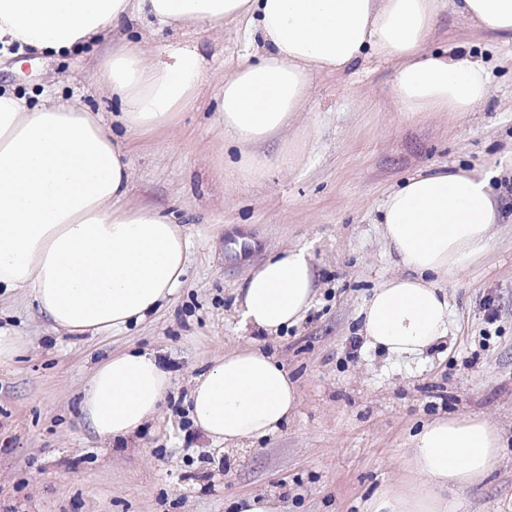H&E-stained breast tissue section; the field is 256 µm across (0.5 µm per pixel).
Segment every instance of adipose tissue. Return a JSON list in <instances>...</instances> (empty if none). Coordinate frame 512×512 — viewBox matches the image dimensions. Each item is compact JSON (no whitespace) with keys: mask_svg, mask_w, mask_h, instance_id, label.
<instances>
[{"mask_svg":"<svg viewBox=\"0 0 512 512\" xmlns=\"http://www.w3.org/2000/svg\"><path fill=\"white\" fill-rule=\"evenodd\" d=\"M438 0H0V47L64 53L99 44L97 85L120 108L110 120L56 101L30 106L0 91V289H28L40 311L70 334L121 330L156 313L181 285L191 240L154 208L126 205V137L169 125L193 104L205 58L192 42L167 43L159 59L140 49L153 29L246 24L255 60L225 76L216 97L232 173L260 177L256 147L302 111L311 78L361 57L398 61L395 93L407 112H471L488 94L484 65L468 53L427 52ZM471 24L512 40V0H455ZM398 274L359 309L366 346L415 359L447 338L446 282L481 259L497 222L489 177L465 169L424 170L379 207ZM315 270L302 248L267 259L237 303L242 327L270 334L296 325L314 297ZM156 353L130 350L95 367L81 402L103 440L122 441L153 418L171 387ZM191 418L212 443L234 448L277 431L294 414L298 386L256 348L226 353L195 379ZM402 482L374 493L368 512H449L486 480L503 454L483 416L437 417L411 439Z\"/></svg>","mask_w":512,"mask_h":512,"instance_id":"adipose-tissue-1","label":"adipose tissue"}]
</instances>
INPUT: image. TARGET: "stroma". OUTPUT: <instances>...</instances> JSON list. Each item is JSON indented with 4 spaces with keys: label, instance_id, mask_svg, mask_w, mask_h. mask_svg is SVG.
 <instances>
[{
    "label": "stroma",
    "instance_id": "35a3bbf8",
    "mask_svg": "<svg viewBox=\"0 0 512 512\" xmlns=\"http://www.w3.org/2000/svg\"><path fill=\"white\" fill-rule=\"evenodd\" d=\"M172 38L203 49V103L132 138L126 202L162 209L191 237L183 284L146 320L93 336L56 329L27 290L0 295V329L23 340L0 362V512H235L256 493L281 512H367L373 492L397 481L426 419L480 415L512 440V43L440 0L426 47L483 61L482 105L401 111L395 61L373 56L317 72L295 122L261 147L272 158L295 147L299 165L239 182L224 173L214 99L252 49L230 21L157 31L147 44ZM100 64L92 44L27 49L0 58V88L34 105L53 97L108 113L111 99L93 88ZM447 166L496 174L493 240L448 284L447 343L390 358L355 334L363 299L397 271L377 209L404 179ZM292 247L312 254L309 310L273 336L241 330L236 299L250 269ZM129 347L157 351L173 381L155 420L117 445L94 434L79 403L95 365ZM245 347L284 365L299 406L279 431L227 452L194 427L190 390L216 358ZM455 512H512V454Z\"/></svg>",
    "mask_w": 512,
    "mask_h": 512
}]
</instances>
